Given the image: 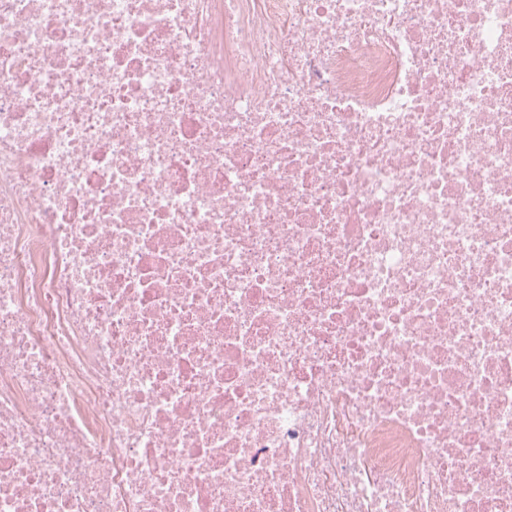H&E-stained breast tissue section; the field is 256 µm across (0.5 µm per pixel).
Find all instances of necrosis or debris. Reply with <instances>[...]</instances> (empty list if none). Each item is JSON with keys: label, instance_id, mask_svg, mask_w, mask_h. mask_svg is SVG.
Wrapping results in <instances>:
<instances>
[{"label": "necrosis or debris", "instance_id": "4bbe7bcc", "mask_svg": "<svg viewBox=\"0 0 512 512\" xmlns=\"http://www.w3.org/2000/svg\"><path fill=\"white\" fill-rule=\"evenodd\" d=\"M0 512H512V0H0Z\"/></svg>", "mask_w": 512, "mask_h": 512}]
</instances>
